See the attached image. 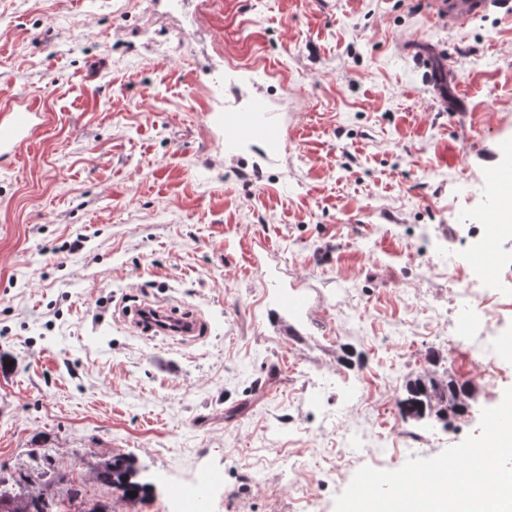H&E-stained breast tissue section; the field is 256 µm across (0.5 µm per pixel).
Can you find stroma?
<instances>
[{"mask_svg": "<svg viewBox=\"0 0 512 512\" xmlns=\"http://www.w3.org/2000/svg\"><path fill=\"white\" fill-rule=\"evenodd\" d=\"M256 60L242 100L263 91L290 133L258 176L209 115L215 78ZM19 95L50 121L0 164L5 470L48 455L112 512H166L213 471L215 512H335L359 468L438 455L512 388V358L492 381L448 352L512 139V14L452 29L436 0H0V106ZM294 294L309 302L286 310ZM145 301L208 330L143 333L126 310ZM424 374L468 383L465 416L380 419ZM117 454L149 485L136 504L87 478Z\"/></svg>", "mask_w": 512, "mask_h": 512, "instance_id": "stroma-1", "label": "stroma"}]
</instances>
